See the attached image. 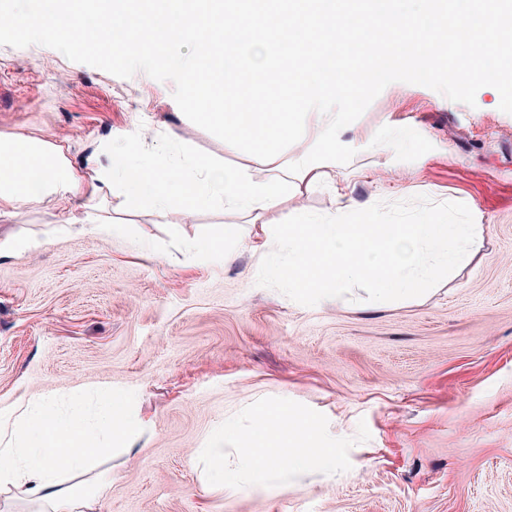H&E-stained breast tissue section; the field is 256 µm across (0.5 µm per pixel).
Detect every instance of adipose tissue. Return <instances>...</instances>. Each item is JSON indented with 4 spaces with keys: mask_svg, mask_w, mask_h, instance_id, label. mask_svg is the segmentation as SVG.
I'll return each mask as SVG.
<instances>
[{
    "mask_svg": "<svg viewBox=\"0 0 512 512\" xmlns=\"http://www.w3.org/2000/svg\"><path fill=\"white\" fill-rule=\"evenodd\" d=\"M53 196L59 213L82 207L83 230L96 231V212L116 197L114 212L129 214L149 204L158 215L170 209L195 211L218 204L252 214L261 221L286 196L285 180L273 174L254 180L249 169H224L198 158L192 173L155 155L127 166L122 192H115L108 170L73 168L62 146L26 136L0 135V218ZM137 426L125 396L98 393L89 414L63 417L52 398L13 402L0 407V494L24 502L29 512H99L100 488L90 474L112 454L113 437H126Z\"/></svg>",
    "mask_w": 512,
    "mask_h": 512,
    "instance_id": "1",
    "label": "adipose tissue"
}]
</instances>
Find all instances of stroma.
Listing matches in <instances>:
<instances>
[{"instance_id": "obj_1", "label": "stroma", "mask_w": 512, "mask_h": 512, "mask_svg": "<svg viewBox=\"0 0 512 512\" xmlns=\"http://www.w3.org/2000/svg\"><path fill=\"white\" fill-rule=\"evenodd\" d=\"M173 91L45 46H0V134L61 145L78 169L110 165L118 189L138 154L205 157L260 180L311 147L260 162L189 121ZM499 102L491 87L470 107L395 82L339 135L356 150L336 167L352 209L423 194L464 203L482 229L417 298L370 303L358 289L307 307L258 286L261 226L221 206L161 217L146 205L86 232L48 197L1 219L0 405L127 396L140 430L95 471L100 512H512V114ZM331 207L329 188L297 182L265 220ZM228 228L234 259L196 257L195 241ZM264 397L305 404L354 439L342 480L308 473L235 494L207 482L210 434Z\"/></svg>"}]
</instances>
